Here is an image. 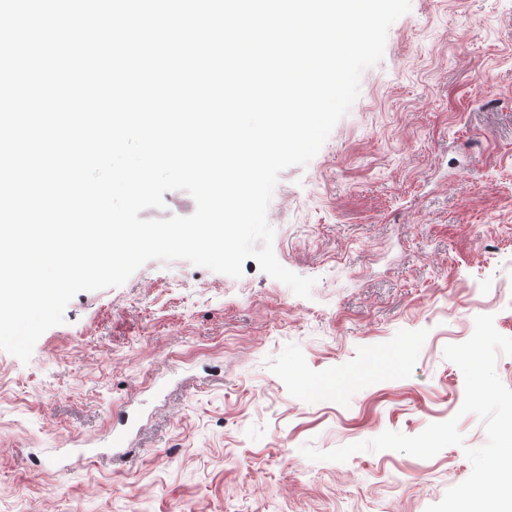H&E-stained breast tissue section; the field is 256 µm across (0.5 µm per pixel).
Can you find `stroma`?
<instances>
[{
  "label": "stroma",
  "instance_id": "35a3bbf8",
  "mask_svg": "<svg viewBox=\"0 0 512 512\" xmlns=\"http://www.w3.org/2000/svg\"><path fill=\"white\" fill-rule=\"evenodd\" d=\"M267 217L310 297L151 260L0 351V512H425L464 481L487 436L443 350L512 337V0H411ZM454 417L430 459L301 452Z\"/></svg>",
  "mask_w": 512,
  "mask_h": 512
}]
</instances>
